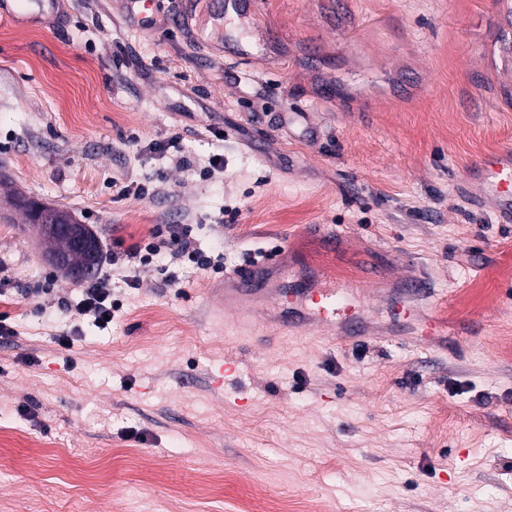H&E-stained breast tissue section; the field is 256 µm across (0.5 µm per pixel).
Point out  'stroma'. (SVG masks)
<instances>
[{
    "instance_id": "1",
    "label": "stroma",
    "mask_w": 512,
    "mask_h": 512,
    "mask_svg": "<svg viewBox=\"0 0 512 512\" xmlns=\"http://www.w3.org/2000/svg\"><path fill=\"white\" fill-rule=\"evenodd\" d=\"M505 2L182 0L186 23L146 26L126 0H62L56 19L0 22V313L17 331L0 425L18 433L0 512H512V224L477 173L512 153ZM214 156L223 172L201 178ZM17 196L97 236L122 302L107 328L79 320ZM156 224L192 225L223 272L163 255L128 288L112 246ZM266 256L250 325L210 314L225 273ZM305 276L358 305L361 344L268 335ZM51 278L54 296H19ZM415 278L430 293L407 314ZM430 308L447 335L421 336Z\"/></svg>"
}]
</instances>
